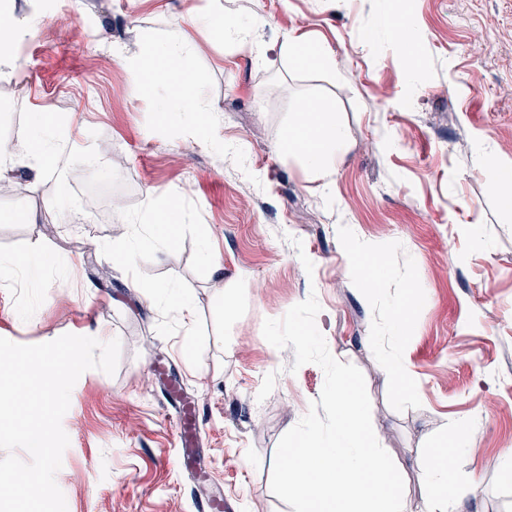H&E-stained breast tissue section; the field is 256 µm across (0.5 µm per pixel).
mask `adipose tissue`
Here are the masks:
<instances>
[{
	"mask_svg": "<svg viewBox=\"0 0 512 512\" xmlns=\"http://www.w3.org/2000/svg\"><path fill=\"white\" fill-rule=\"evenodd\" d=\"M134 72L137 82L175 88V101L181 111H200L201 88L198 79L190 73L179 33L153 43ZM28 127L22 145L0 141V173L22 162L39 172L49 166L58 138L53 120L45 113L33 112ZM342 141L341 128L330 118L328 108L320 106L311 112L298 113L286 130L283 148L297 156L317 177L328 181L336 172V149ZM451 460V454L445 451L427 459L424 477L428 483L439 486L441 492L427 500L425 512H453L455 499L447 492L448 486L455 483Z\"/></svg>",
	"mask_w": 512,
	"mask_h": 512,
	"instance_id": "ef3b65f1",
	"label": "adipose tissue"
}]
</instances>
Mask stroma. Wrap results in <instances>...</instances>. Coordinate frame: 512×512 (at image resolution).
Wrapping results in <instances>:
<instances>
[{"label":"stroma","instance_id":"35a3bbf8","mask_svg":"<svg viewBox=\"0 0 512 512\" xmlns=\"http://www.w3.org/2000/svg\"><path fill=\"white\" fill-rule=\"evenodd\" d=\"M19 21L0 77V140L21 143L28 114L81 128L23 189L0 190V337L38 344L72 333L121 341L114 375L91 369L62 420L56 474L68 512H294L270 488L281 437L318 400L323 370L263 337L316 295L331 354L358 367L374 431L421 512L424 459L447 447L464 494L456 512H512V207L490 177L512 172V0H5ZM253 24L255 48L225 41L214 7ZM407 24L410 48L386 21ZM179 31L205 111L182 112L132 66ZM331 67H298L287 37ZM344 129L331 187L282 142L302 98ZM212 127L201 145L190 125ZM93 140L124 161L127 213L181 207L172 240L84 204L64 177ZM240 142L243 152L224 146ZM358 237L388 267L366 290L346 249ZM211 251L220 267L206 264ZM232 314H225V302ZM411 375L395 384L386 360ZM168 358L199 411L210 477L182 464L174 406L148 357Z\"/></svg>","mask_w":512,"mask_h":512}]
</instances>
